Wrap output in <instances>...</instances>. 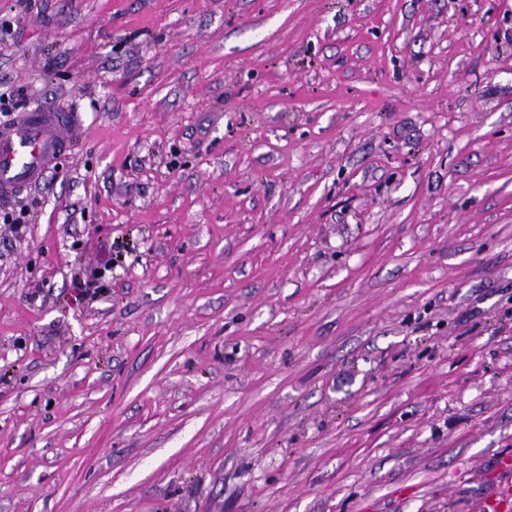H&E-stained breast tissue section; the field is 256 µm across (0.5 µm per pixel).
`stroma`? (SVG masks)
<instances>
[{"mask_svg": "<svg viewBox=\"0 0 512 512\" xmlns=\"http://www.w3.org/2000/svg\"><path fill=\"white\" fill-rule=\"evenodd\" d=\"M81 126L0 223V512H486L512 458V0H0Z\"/></svg>", "mask_w": 512, "mask_h": 512, "instance_id": "obj_1", "label": "stroma"}]
</instances>
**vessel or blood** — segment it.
Listing matches in <instances>:
<instances>
[{"mask_svg": "<svg viewBox=\"0 0 512 512\" xmlns=\"http://www.w3.org/2000/svg\"><path fill=\"white\" fill-rule=\"evenodd\" d=\"M81 123L63 109L23 112L0 125V200L8 201L38 183L70 146L69 135Z\"/></svg>", "mask_w": 512, "mask_h": 512, "instance_id": "1", "label": "vessel or blood"}]
</instances>
